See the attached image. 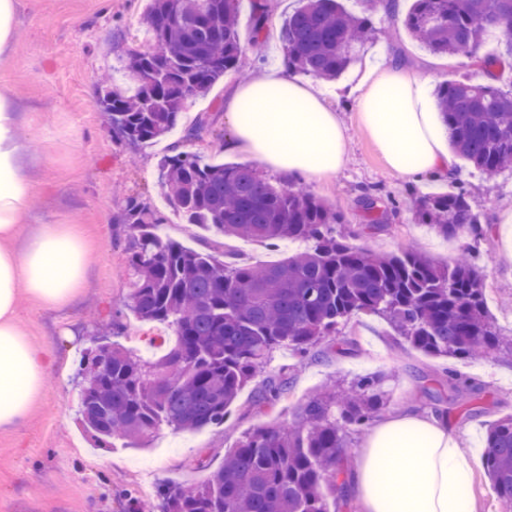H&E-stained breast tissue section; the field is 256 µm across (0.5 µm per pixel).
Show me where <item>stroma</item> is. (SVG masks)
<instances>
[{"instance_id": "1", "label": "stroma", "mask_w": 512, "mask_h": 512, "mask_svg": "<svg viewBox=\"0 0 512 512\" xmlns=\"http://www.w3.org/2000/svg\"><path fill=\"white\" fill-rule=\"evenodd\" d=\"M254 0H240V35L247 49L240 71L228 72L210 92L189 100L177 128L150 144L132 145L113 132L96 99L101 81H125L122 60L144 45L139 25L146 0H41L38 9L21 5L14 45L15 62L0 69L24 112L39 116L35 127H21L27 166L37 192L31 221L20 228L28 236L40 223L69 224L84 236L89 251L85 287L67 307L47 311L28 296L19 299L18 324L34 344L46 350L48 369L30 419L19 429L0 431V512H137L139 505L159 512L161 489H187L207 478L244 433L291 419L296 406L329 379L345 381L375 372L387 375L389 410L413 407L444 417L465 445L484 443L489 421L512 414V361L488 358L457 361L436 358L409 347L386 321L369 315L353 318L318 357L277 350L265 374H287L290 388L270 408L252 406L253 388H245L223 426L197 432H157L147 448L95 447L78 421L77 370L82 351L106 336L149 359L162 356L163 339L173 328L145 323L125 313L128 298L127 257L134 231L123 206L135 197L162 212L163 238L206 250L224 261L255 265L277 262L299 252L284 242L277 247L211 235L184 223L166 203L159 184L158 162L183 140L201 116L209 117L211 133L193 148L209 162L251 163L245 153L228 154L224 141L232 133L224 116V96L247 82L257 63L283 65L281 26L298 0H264L267 8L261 50L249 48ZM354 12H370L375 41L361 60L330 82L328 104L338 112L349 136L345 168L308 181L307 189L341 212L352 242L376 254L399 249L420 253L440 264L462 255L475 256L486 288V303L501 335L512 336V258L503 254L499 219L512 208V170L489 178L462 159L452 170L461 177L472 209L480 217L484 237L447 239L427 224H418L410 208L412 193L451 189L450 179L422 185L404 181L391 171L355 107L352 90L359 75L380 62L418 73L431 86L486 76L478 57L437 55L406 30L405 8L388 14L369 11L366 0H348ZM391 199L378 230L369 229L361 206L364 194ZM457 371L459 390L448 387V371Z\"/></svg>"}]
</instances>
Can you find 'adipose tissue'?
<instances>
[{"instance_id":"adipose-tissue-1","label":"adipose tissue","mask_w":512,"mask_h":512,"mask_svg":"<svg viewBox=\"0 0 512 512\" xmlns=\"http://www.w3.org/2000/svg\"><path fill=\"white\" fill-rule=\"evenodd\" d=\"M355 100L362 121L388 167L424 183L447 176L451 158L426 81L394 67H373ZM232 127L228 153L246 152L289 179L336 173L347 160V131L315 85L300 83L276 66L225 99ZM37 117L19 111L0 87V429L29 418L51 360L17 323L18 295L27 291L44 309L70 303L88 275L82 234L68 224H41L16 247L20 224L30 218L35 184L25 167L17 131ZM484 454H462L457 437L439 417L411 408L381 418L369 430L349 475L358 512H470L464 487Z\"/></svg>"}]
</instances>
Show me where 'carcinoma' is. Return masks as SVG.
Segmentation results:
<instances>
[{"label":"carcinoma","instance_id":"obj_1","mask_svg":"<svg viewBox=\"0 0 512 512\" xmlns=\"http://www.w3.org/2000/svg\"><path fill=\"white\" fill-rule=\"evenodd\" d=\"M239 2L148 0L142 22L152 50L128 52L129 87L99 88L97 103L113 131L133 144L152 142L176 127L190 99L239 70ZM300 2L281 29L288 70L336 80L364 55L373 23L343 0ZM265 21V6L253 4L257 51ZM404 24L441 55H466L498 33L503 50L486 56L488 73L512 57V0H413ZM436 107L455 153L480 173L494 176L512 164V92L463 77L437 88ZM160 168L167 203L184 223L305 248L271 264L224 262L163 239L162 220L127 199L134 245L126 307L172 327L176 341L153 361L104 340L83 352L78 415L97 447L116 440L145 447L162 427L224 424L275 349L306 356L361 314L387 320L410 347L431 356L512 354L486 309L475 262L438 266L413 251L379 256L353 247L336 235L343 223L338 211L307 190L267 181L249 165L213 164L180 150L165 155ZM362 204L369 228H382L385 200L367 193ZM413 209L419 223L443 237L481 232L461 186L419 195ZM385 379L372 373L323 387L299 404L291 423L243 436L205 481L167 492L162 512H336L346 485L347 438L386 408ZM287 389L286 375L268 378L254 393L255 405L271 406ZM486 448L492 490L501 512H512V415L487 424Z\"/></svg>","mask_w":512,"mask_h":512}]
</instances>
